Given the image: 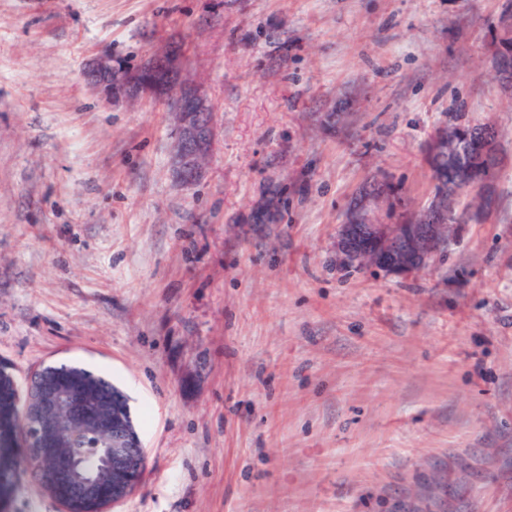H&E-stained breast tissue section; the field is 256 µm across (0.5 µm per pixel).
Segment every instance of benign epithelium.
<instances>
[{"instance_id":"7a95c632","label":"benign epithelium","mask_w":512,"mask_h":512,"mask_svg":"<svg viewBox=\"0 0 512 512\" xmlns=\"http://www.w3.org/2000/svg\"><path fill=\"white\" fill-rule=\"evenodd\" d=\"M181 61L172 50L152 55L142 67L131 70L110 53H102L88 64L84 78L107 102L132 103L145 93L168 101L177 124L172 168L184 183L195 185L204 175L212 149L213 112L198 88L181 79ZM167 75L160 85L156 74ZM497 81L512 87V61L495 58ZM464 126L450 123L439 129L431 142L432 154L448 161V143L465 139ZM497 132L484 127L474 144L488 163L497 165ZM460 151L458 186L440 190L428 209L406 224H378L365 213L368 192L353 201L345 223L339 225L336 252L348 265L372 266L387 275L408 277L425 268L435 253L449 242L444 234L452 209L448 202L462 187L475 184L485 191L491 183L490 168L475 166ZM38 450L44 464L40 482L61 508L88 507L86 512H112L140 487L146 468L140 432L133 420L129 397L110 393L78 373L63 374L44 364L21 382L11 364L0 359V512L24 478L19 461L31 460ZM100 460L103 477L83 472L82 456Z\"/></svg>"}]
</instances>
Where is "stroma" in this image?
Listing matches in <instances>:
<instances>
[{
    "instance_id": "35a3bbf8",
    "label": "stroma",
    "mask_w": 512,
    "mask_h": 512,
    "mask_svg": "<svg viewBox=\"0 0 512 512\" xmlns=\"http://www.w3.org/2000/svg\"><path fill=\"white\" fill-rule=\"evenodd\" d=\"M503 0H0V359L112 378L147 450L120 512H512V91ZM180 51L203 179L164 100L109 104L112 53ZM489 124L479 222L397 278L336 259L435 194L428 147ZM464 126L454 123H448V126L440 128L431 142L432 154L437 157L440 162L448 163V143L458 140H465L462 130Z\"/></svg>"
}]
</instances>
